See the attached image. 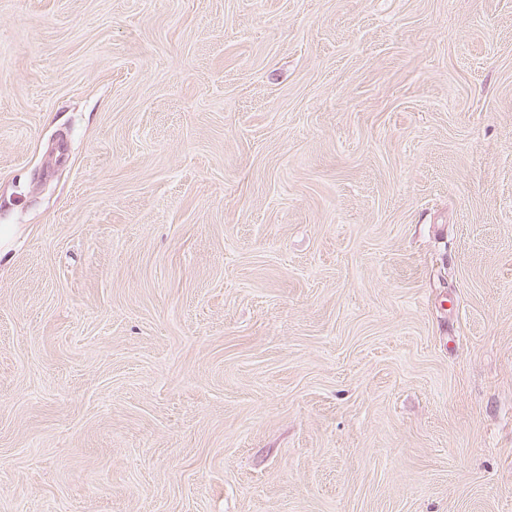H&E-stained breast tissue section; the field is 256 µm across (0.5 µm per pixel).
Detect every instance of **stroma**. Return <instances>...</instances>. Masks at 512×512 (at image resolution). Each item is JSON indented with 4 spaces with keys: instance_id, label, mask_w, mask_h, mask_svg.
<instances>
[{
    "instance_id": "1",
    "label": "stroma",
    "mask_w": 512,
    "mask_h": 512,
    "mask_svg": "<svg viewBox=\"0 0 512 512\" xmlns=\"http://www.w3.org/2000/svg\"><path fill=\"white\" fill-rule=\"evenodd\" d=\"M1 224L0 512H512V0H0Z\"/></svg>"
}]
</instances>
